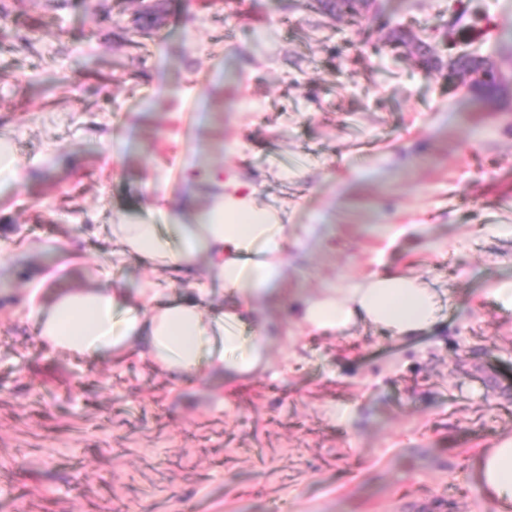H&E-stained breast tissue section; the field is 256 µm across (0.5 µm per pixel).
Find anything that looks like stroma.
<instances>
[{"label":"stroma","instance_id":"obj_1","mask_svg":"<svg viewBox=\"0 0 512 512\" xmlns=\"http://www.w3.org/2000/svg\"><path fill=\"white\" fill-rule=\"evenodd\" d=\"M404 45H396L398 36ZM490 60L491 100L429 71ZM20 180L0 191V512H496L473 477L512 433V0H0V135ZM116 147L107 158L106 147ZM198 150L236 170L290 233L268 366L172 381L138 354L40 345L26 298L111 279L112 227L187 195ZM43 243L44 251L27 247ZM418 277L433 326L303 330L299 300L373 274Z\"/></svg>","mask_w":512,"mask_h":512}]
</instances>
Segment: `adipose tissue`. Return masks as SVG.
<instances>
[{
  "mask_svg": "<svg viewBox=\"0 0 512 512\" xmlns=\"http://www.w3.org/2000/svg\"><path fill=\"white\" fill-rule=\"evenodd\" d=\"M183 172L187 183L218 191L200 223L179 221L182 210L195 205L190 196L169 212L173 238H165L157 224L112 227L113 255L162 265L167 283L149 282L132 294L103 282L57 292L44 303L38 300L40 288H32L27 304L43 343L89 359L136 352L177 377L203 373L233 382L265 366L264 336L243 345L240 326L245 315L280 295L288 227L259 202L253 184L232 170L189 159ZM202 276L224 285L228 300L219 314H208L196 298L166 300L167 284ZM436 311L434 292L418 279L381 275L342 294L328 288L305 299L298 318L320 332L361 319L403 338L432 324ZM473 475L489 501L512 504V437L477 459Z\"/></svg>",
  "mask_w": 512,
  "mask_h": 512,
  "instance_id": "obj_1",
  "label": "adipose tissue"
}]
</instances>
